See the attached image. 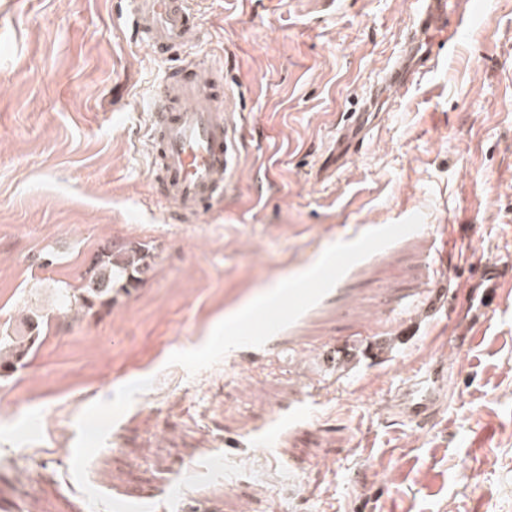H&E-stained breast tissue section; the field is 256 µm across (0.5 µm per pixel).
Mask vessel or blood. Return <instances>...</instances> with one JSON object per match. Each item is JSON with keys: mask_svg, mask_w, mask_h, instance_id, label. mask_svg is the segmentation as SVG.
<instances>
[{"mask_svg": "<svg viewBox=\"0 0 512 512\" xmlns=\"http://www.w3.org/2000/svg\"><path fill=\"white\" fill-rule=\"evenodd\" d=\"M128 2L120 12L124 26L154 52L175 57L174 67L149 105L156 197L182 220L194 219L223 203L239 140L224 68L188 52L202 35L194 0ZM477 14L475 0H423L401 55L370 89L363 105L338 124L337 145L352 151L360 148L370 118L385 104L389 92L405 87L416 72L429 67L437 51L452 45L456 34ZM480 275L487 282L479 306L484 313L495 302L504 272L490 265ZM402 404L410 418L427 420L435 404L433 386L415 381L403 390Z\"/></svg>", "mask_w": 512, "mask_h": 512, "instance_id": "1", "label": "vessel or blood"}]
</instances>
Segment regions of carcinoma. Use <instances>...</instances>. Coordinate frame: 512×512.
I'll list each match as a JSON object with an SVG mask.
<instances>
[{"label":"carcinoma","instance_id":"carcinoma-1","mask_svg":"<svg viewBox=\"0 0 512 512\" xmlns=\"http://www.w3.org/2000/svg\"><path fill=\"white\" fill-rule=\"evenodd\" d=\"M150 249L131 243L114 244L96 255L85 273L81 288L60 293L62 310L89 312L95 308L110 311L121 295L129 296L144 282L151 269ZM42 318L38 315L23 321V329L7 339L0 338V379H8L27 363L40 340Z\"/></svg>","mask_w":512,"mask_h":512}]
</instances>
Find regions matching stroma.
<instances>
[{"label": "stroma", "instance_id": "35a3bbf8", "mask_svg": "<svg viewBox=\"0 0 512 512\" xmlns=\"http://www.w3.org/2000/svg\"><path fill=\"white\" fill-rule=\"evenodd\" d=\"M115 2L0 0V336L48 318L0 380V512H512V273L487 314L465 302L474 268L512 270V0H479L339 155L411 0H199L193 51L242 120L233 190L193 223L152 196L170 62ZM441 224L478 240L471 267L443 257ZM121 242L151 249L143 285L58 315ZM368 325L378 360L325 363ZM227 332L229 354L211 344ZM438 365L420 424L398 398Z\"/></svg>", "mask_w": 512, "mask_h": 512}]
</instances>
